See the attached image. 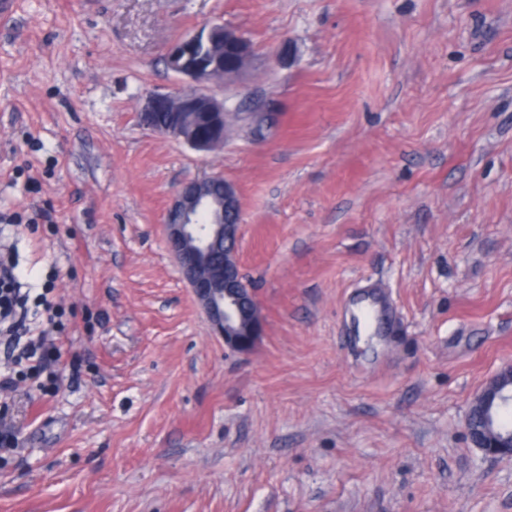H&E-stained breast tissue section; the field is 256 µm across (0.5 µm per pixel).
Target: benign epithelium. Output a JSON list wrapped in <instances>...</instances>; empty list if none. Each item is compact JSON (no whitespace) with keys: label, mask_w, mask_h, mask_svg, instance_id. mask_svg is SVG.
<instances>
[{"label":"benign epithelium","mask_w":512,"mask_h":512,"mask_svg":"<svg viewBox=\"0 0 512 512\" xmlns=\"http://www.w3.org/2000/svg\"><path fill=\"white\" fill-rule=\"evenodd\" d=\"M244 50V36L213 23L175 42L167 53L168 68L185 79L189 88L153 91L144 101L140 118L153 128L155 113H166L162 134L201 152L223 146L218 131L224 120V101L206 91L210 84L224 81V56L207 57L200 49L224 41ZM217 174L185 182L169 208L164 224L168 251L183 280L192 289L213 333L224 345L247 353L263 333V320L255 295L242 280L236 258L240 236V206L235 187L224 182V201L211 208ZM512 404V364L502 366L474 395L466 421L473 447L487 456L512 459V435L490 431L491 407Z\"/></svg>","instance_id":"7a95c632"}]
</instances>
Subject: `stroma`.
Instances as JSON below:
<instances>
[{
	"label": "stroma",
	"instance_id": "stroma-1",
	"mask_svg": "<svg viewBox=\"0 0 512 512\" xmlns=\"http://www.w3.org/2000/svg\"><path fill=\"white\" fill-rule=\"evenodd\" d=\"M212 23L253 56L203 153L139 112ZM214 173L246 354L165 243ZM0 212L63 312L45 389L0 351V512H512L465 427L512 362V0H0ZM373 283L393 307L360 331Z\"/></svg>",
	"mask_w": 512,
	"mask_h": 512
}]
</instances>
